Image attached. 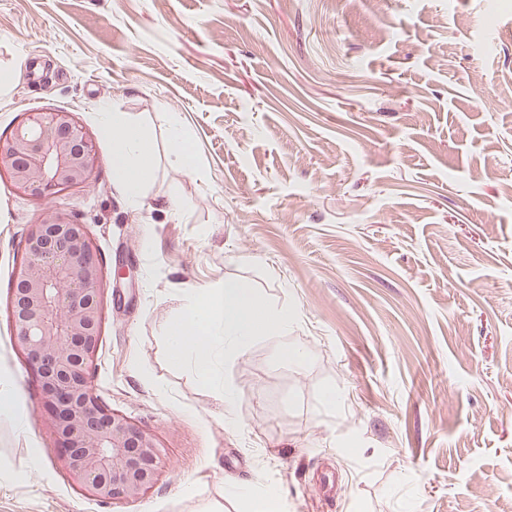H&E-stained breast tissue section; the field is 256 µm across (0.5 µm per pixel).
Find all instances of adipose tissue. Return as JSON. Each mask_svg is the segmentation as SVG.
<instances>
[{
    "label": "adipose tissue",
    "instance_id": "obj_1",
    "mask_svg": "<svg viewBox=\"0 0 512 512\" xmlns=\"http://www.w3.org/2000/svg\"><path fill=\"white\" fill-rule=\"evenodd\" d=\"M102 127L112 145V175L130 206H139L154 171L143 131L102 113ZM296 323L288 303L265 300L246 280L228 279L193 289L179 316L165 330L173 361L188 363L198 378L224 397V421L235 425L238 394L221 377L218 359L232 361L254 337L288 336Z\"/></svg>",
    "mask_w": 512,
    "mask_h": 512
}]
</instances>
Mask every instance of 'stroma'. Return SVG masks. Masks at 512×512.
Here are the masks:
<instances>
[{
  "mask_svg": "<svg viewBox=\"0 0 512 512\" xmlns=\"http://www.w3.org/2000/svg\"><path fill=\"white\" fill-rule=\"evenodd\" d=\"M0 73V137L64 110L100 157L50 200L0 174V512H249L242 486L278 512H512V0H0ZM104 111L152 148L134 210ZM50 203L126 270L93 386L168 458L132 504L68 483L13 343L9 284ZM227 278L298 313L228 369L234 427L164 336ZM185 136L177 116L172 113L167 129L168 154L175 164L186 165L187 158L184 149Z\"/></svg>",
  "mask_w": 512,
  "mask_h": 512,
  "instance_id": "obj_1",
  "label": "stroma"
}]
</instances>
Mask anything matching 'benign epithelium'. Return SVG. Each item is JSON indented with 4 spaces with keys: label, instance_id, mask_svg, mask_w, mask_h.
Instances as JSON below:
<instances>
[{
    "label": "benign epithelium",
    "instance_id": "benign-epithelium-1",
    "mask_svg": "<svg viewBox=\"0 0 512 512\" xmlns=\"http://www.w3.org/2000/svg\"><path fill=\"white\" fill-rule=\"evenodd\" d=\"M98 157L70 112H30L0 139V171L52 198L93 182ZM103 262L87 225L54 206L31 225L11 284L14 343L36 375L59 466L101 502L133 503L167 463L156 435L106 406L92 374L103 322Z\"/></svg>",
    "mask_w": 512,
    "mask_h": 512
}]
</instances>
